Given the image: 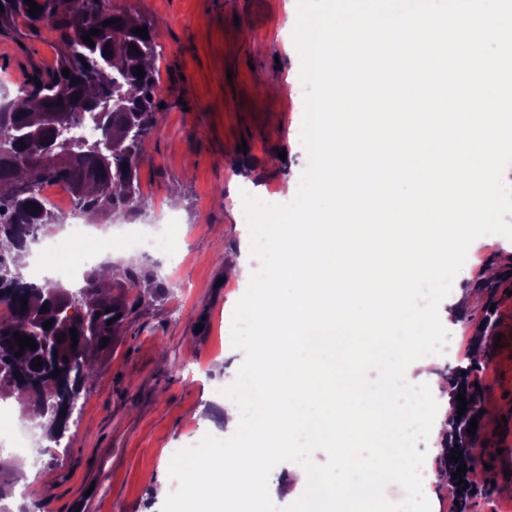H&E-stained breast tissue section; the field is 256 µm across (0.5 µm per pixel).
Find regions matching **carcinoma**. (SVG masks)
Here are the masks:
<instances>
[{
	"mask_svg": "<svg viewBox=\"0 0 512 512\" xmlns=\"http://www.w3.org/2000/svg\"><path fill=\"white\" fill-rule=\"evenodd\" d=\"M43 7L37 16L28 13L25 0H0V37L18 39L23 29L49 24L60 31L61 49L57 65L50 71L35 69L19 85V95L0 102V135L9 136L0 151V267L21 275L0 288V304L8 316L0 318V366L19 374L0 371V399L19 390L37 397L36 418L42 436L58 443L66 436L69 421L80 396L95 376V363L104 349L101 338L118 335L127 317L144 301L158 295L157 275L134 265H109L111 284L105 293L99 286L101 264L83 274V283L72 289L50 278L35 281L22 274L23 257L31 242L52 235L67 223L71 214L49 206L41 196L46 184H59L73 198V211L92 215L99 221L137 219L147 204L142 199L138 167L154 131L159 103L156 101L157 62L161 56L158 22L145 19L112 0H35ZM112 18L118 22L105 26ZM147 27L148 38L132 33ZM95 28L102 34L82 36ZM137 51H132L130 46ZM109 49L111 55L104 54ZM143 67L144 76L135 68ZM70 70L69 76L63 70ZM76 83H71V80ZM90 119L98 134L88 140L64 141L57 132ZM128 167H122V164ZM38 210L31 212V203ZM26 306H21V300ZM47 311H41L42 306ZM112 324L107 321L113 317ZM52 327L44 328L46 321ZM77 331V346L71 347L70 329ZM27 335L36 350L20 351L14 332ZM65 334L59 342L57 337ZM51 341L45 352L44 341ZM21 356H16V353ZM40 358L43 367H31ZM60 375L54 376V370ZM470 365L457 367L448 377L452 398L462 394L474 398L463 417H477L484 409L481 395L471 389ZM466 375H461V372ZM448 444L440 453V472H457L466 464L459 496L476 488L473 458L469 452L472 436L456 418L448 420ZM462 451L458 462L452 452Z\"/></svg>",
	"mask_w": 512,
	"mask_h": 512,
	"instance_id": "1",
	"label": "carcinoma"
}]
</instances>
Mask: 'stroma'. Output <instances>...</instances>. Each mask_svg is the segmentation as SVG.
Instances as JSON below:
<instances>
[{"label": "stroma", "mask_w": 512, "mask_h": 512, "mask_svg": "<svg viewBox=\"0 0 512 512\" xmlns=\"http://www.w3.org/2000/svg\"><path fill=\"white\" fill-rule=\"evenodd\" d=\"M159 22L157 98L163 107L139 164L146 196L178 197L174 250L150 259L166 288L126 319L70 420L68 445L17 456L0 452V483L20 487L22 503L51 512H162L156 495L169 483L175 449L194 431L224 435L223 388L243 358L232 348L230 318L247 289L227 276L224 255L238 252L249 229L241 191L292 201L288 186L308 165L300 141L304 112L300 58L289 51L297 0H113ZM60 33L46 26L16 42L0 38V99L17 95L16 69L56 60ZM246 151H238V144ZM495 279L462 266L441 309L459 307L450 330L460 360L442 359L437 379L483 357L471 376L487 415L477 432L480 490L463 512H512V479L486 464L512 422V239L479 237L471 248Z\"/></svg>", "instance_id": "1"}]
</instances>
